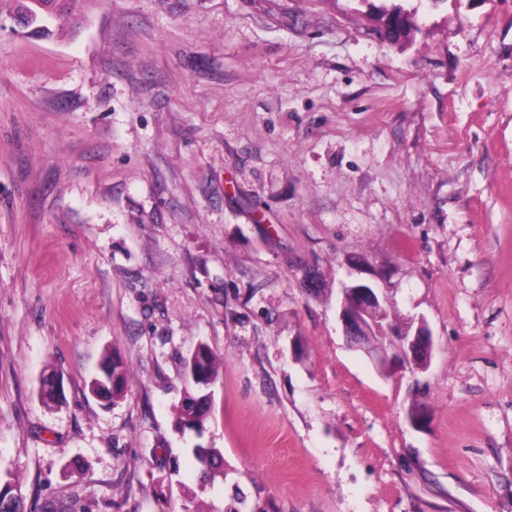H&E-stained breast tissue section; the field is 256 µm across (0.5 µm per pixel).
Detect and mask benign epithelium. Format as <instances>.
I'll list each match as a JSON object with an SVG mask.
<instances>
[{
	"instance_id": "7a95c632",
	"label": "benign epithelium",
	"mask_w": 512,
	"mask_h": 512,
	"mask_svg": "<svg viewBox=\"0 0 512 512\" xmlns=\"http://www.w3.org/2000/svg\"><path fill=\"white\" fill-rule=\"evenodd\" d=\"M340 294V318L347 343L366 353L381 375H388L408 363L420 370L426 369L433 340L425 326L418 327L411 335L399 336L398 346L390 352L381 345L389 331L384 328L381 303L374 290L364 284H345Z\"/></svg>"
}]
</instances>
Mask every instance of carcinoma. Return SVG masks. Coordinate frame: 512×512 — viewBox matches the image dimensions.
I'll list each match as a JSON object with an SVG mask.
<instances>
[{
  "mask_svg": "<svg viewBox=\"0 0 512 512\" xmlns=\"http://www.w3.org/2000/svg\"><path fill=\"white\" fill-rule=\"evenodd\" d=\"M17 10L29 13L35 18L32 33L42 37L54 34L53 24H43L42 18L51 15L60 23L79 24L78 15L81 5L88 0H16ZM222 358L205 343L197 346L184 362V377L187 388L184 396L174 408V427L180 433L192 431L202 435L205 422L212 405V387L217 382ZM128 378V364L119 348L114 347L105 353L98 373L90 380L89 390L112 404L123 399ZM59 380L55 372L45 374L40 382V397L55 402L58 400ZM191 454L202 466L200 479L212 482L218 477L227 478L224 469V454L219 448L197 445ZM23 497L20 490L11 482V473L0 481V512H23ZM224 512H272L271 504L257 496H249L238 484L232 485L229 502L224 505Z\"/></svg>",
  "mask_w": 512,
  "mask_h": 512,
  "instance_id": "carcinoma-1",
  "label": "carcinoma"
}]
</instances>
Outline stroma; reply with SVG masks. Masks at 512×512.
Returning a JSON list of instances; mask_svg holds the SVG:
<instances>
[{
	"mask_svg": "<svg viewBox=\"0 0 512 512\" xmlns=\"http://www.w3.org/2000/svg\"><path fill=\"white\" fill-rule=\"evenodd\" d=\"M14 15L0 474L28 512H224L235 484L275 512H512V0H95L47 39ZM350 282L427 325V369L348 347ZM201 342L199 437L173 406ZM115 346L114 406L88 383ZM198 444L227 478L198 483ZM222 358L205 343H200L184 362L187 388L174 408V427L201 436L212 405V387L217 382Z\"/></svg>",
	"mask_w": 512,
	"mask_h": 512,
	"instance_id": "obj_1",
	"label": "stroma"
}]
</instances>
